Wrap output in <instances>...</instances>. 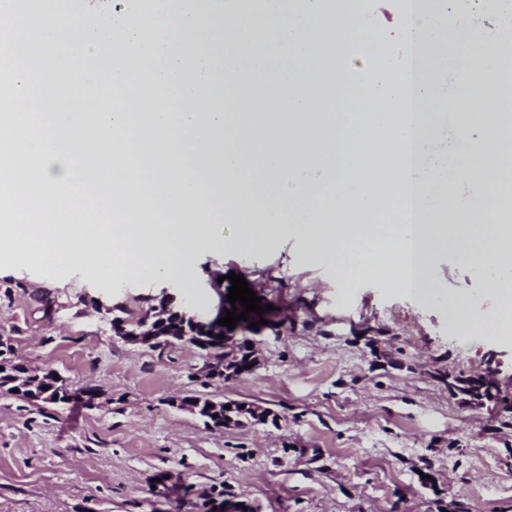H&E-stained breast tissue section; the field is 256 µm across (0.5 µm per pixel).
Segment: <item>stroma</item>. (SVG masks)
<instances>
[{"label": "stroma", "instance_id": "35a3bbf8", "mask_svg": "<svg viewBox=\"0 0 512 512\" xmlns=\"http://www.w3.org/2000/svg\"><path fill=\"white\" fill-rule=\"evenodd\" d=\"M356 8L378 46L399 53L397 6ZM306 249L292 231L246 254L202 250L190 288L0 258L11 360L98 390L90 408L0 391V512H512V344H462L450 309L482 300L485 274L441 254L444 294L424 302L385 276L339 280ZM232 273L275 308L252 334L249 374L208 377L196 347L135 345L112 327L141 318L166 286L223 318ZM454 378L493 389L472 401ZM186 396L277 420L211 429L172 407Z\"/></svg>", "mask_w": 512, "mask_h": 512}]
</instances>
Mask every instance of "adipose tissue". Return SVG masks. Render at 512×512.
<instances>
[{
	"mask_svg": "<svg viewBox=\"0 0 512 512\" xmlns=\"http://www.w3.org/2000/svg\"><path fill=\"white\" fill-rule=\"evenodd\" d=\"M131 2L104 26L86 21L89 0H0V11L27 16L0 36V79L13 88L0 100V253L189 286L200 249L245 252L293 228L310 261H332L339 279L386 275L429 299L440 294L433 261L452 250L494 272L481 303L454 306L459 334L512 342V206L485 190L512 173V148L492 135L499 126L512 137V115L480 111L452 125L438 106L412 120L403 112L408 93L425 98L433 83L512 66V0H495L490 33L449 15L448 0H414L402 47L442 68L412 88L403 63L354 40L351 0H302L305 26L274 24L271 7L249 0ZM271 38L319 74L323 111L296 94L305 76L246 67ZM474 45L461 71L453 51ZM355 52L367 64L347 67ZM91 76L94 106L75 111ZM256 85L277 111L224 108L227 94ZM203 89L216 106L183 111ZM33 97L39 111H20ZM132 99L139 111H128ZM451 136L465 149L461 175L433 160L405 170L406 147ZM223 222L230 233L214 238Z\"/></svg>",
	"mask_w": 512,
	"mask_h": 512,
	"instance_id": "obj_1",
	"label": "adipose tissue"
}]
</instances>
